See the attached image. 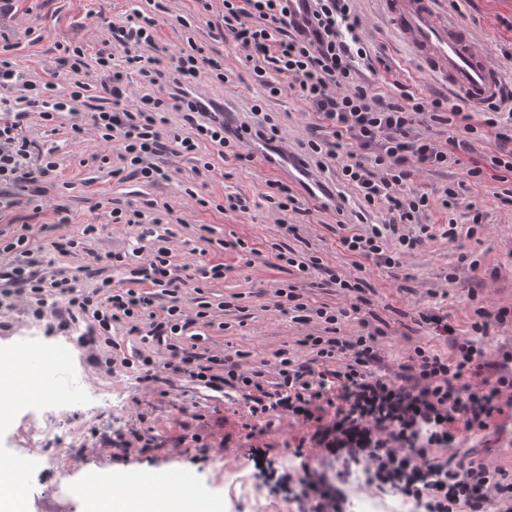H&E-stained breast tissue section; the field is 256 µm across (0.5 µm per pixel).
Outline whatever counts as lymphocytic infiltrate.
<instances>
[{
    "instance_id": "obj_1",
    "label": "lymphocytic infiltrate",
    "mask_w": 512,
    "mask_h": 512,
    "mask_svg": "<svg viewBox=\"0 0 512 512\" xmlns=\"http://www.w3.org/2000/svg\"><path fill=\"white\" fill-rule=\"evenodd\" d=\"M222 3L224 34L244 50L255 81L272 96L291 90L330 131V139L308 140V154L341 158L342 177L355 190L360 210L389 206L388 223L342 235L341 247L377 264L393 265L399 254L425 240H455L457 224L423 223L430 207L427 195L406 196L402 190L414 166L432 169L455 163L462 145L459 133L475 130L464 123L460 106L407 90L383 95L362 81L361 69L368 65L370 51L360 35L354 0ZM132 17L129 23L108 22L109 38L94 62L86 61L82 48H64L57 68L38 83L23 79L6 50H0V185L19 187L35 199L45 196L53 184L57 163L52 150L38 148L25 133L34 112L46 122L68 112L74 135L90 126L104 143H118V162L112 168L118 179L128 172L150 183L165 179V172L151 161L164 147L175 154H193L207 143L220 158L252 161V154L239 150L240 131L218 118V105L194 93L202 80L227 81L223 63L196 45L180 50L167 66L135 53V46L153 44L157 31L154 18L143 11L134 10ZM116 49L124 53L119 68L112 63ZM93 68L108 99L93 111L81 112L77 105L86 98V78ZM134 72L153 90L132 102L127 85ZM15 87L20 88V96L6 102L2 91ZM507 106L504 99L488 105L483 124L502 152L488 165L469 169L470 177H482L490 169L499 182H512V125L501 120ZM171 111L183 113L191 124L189 134L169 131ZM421 115L453 128V135L440 141L415 132ZM111 214L113 223L130 227L137 241H153L152 259L146 266L132 267L128 253L110 255L117 268L128 269L130 287L105 279L84 291L64 270L40 273L34 227L23 224L10 237L0 238V297L27 295L41 307L51 301L64 303L71 320L88 321L78 343L101 372L115 369L112 328L118 325L165 353L159 360L155 354L137 352L141 381H158L164 373L215 392L227 388L242 392L250 417L243 426L244 437L252 454L260 453L258 439L276 415H288L309 427L308 437L294 447L292 471L279 474L262 465L257 472L263 483L285 491L294 475H301L309 489L300 501L301 512H346L349 506L340 489L314 478L308 462L312 448L321 457L346 463L348 473L358 474L365 486L406 499L412 512H485L492 501L499 504V512H512V473L461 451L445 459L432 454L433 449L457 442L459 436L488 431L496 417L512 409V353H502L497 376L489 379L482 375L486 353L477 342L488 335L492 324L511 316V309L493 312L475 307L466 335L456 332L447 314L419 311L418 322L448 337L453 353L445 356L415 346L405 366L407 381L398 384L374 370L381 361L377 342L386 336L389 324L372 312L365 280L332 270L331 283L353 294L350 306L315 307L291 287L275 292L276 308L292 311L295 322L322 319L323 334H309L300 341L315 352L321 370L295 363L284 349L275 352L272 372L259 367L246 370L223 352L185 341L193 326L211 317L212 305L198 301L195 314H187L183 293L201 280L223 278V264L193 269L178 263L166 245V235L157 231L159 219H146L141 210L125 207L113 208ZM143 283L150 284V291H140ZM160 296L165 299L161 305L156 302ZM353 313L361 317L362 332L342 335L341 323Z\"/></svg>"
}]
</instances>
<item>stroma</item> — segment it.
<instances>
[{"mask_svg":"<svg viewBox=\"0 0 512 512\" xmlns=\"http://www.w3.org/2000/svg\"><path fill=\"white\" fill-rule=\"evenodd\" d=\"M138 6V0H0V9L10 12L1 33L12 46L10 56L17 69L25 78L37 81L55 67L62 47L76 45L89 56L103 48L106 31L98 25V16L122 20ZM166 6V13L158 18L153 55L168 57L185 46L187 38H194L208 55L223 60L229 75L228 83L222 85L201 82L197 92L223 105L234 123L259 120L278 127L289 158L275 165L259 155L250 162L213 159L214 172L199 175L195 172L199 159L213 158L210 147H202L196 155L164 151L154 161L169 172V180L152 184L129 176L119 181L111 175V164L103 162L105 148L95 133L76 140L70 133L68 114H61L51 127L34 115L26 134L53 150L58 164L53 203L39 210L24 203L0 213V231L12 230L23 222L51 223L56 203L68 208L75 224L97 225L98 232L87 247L88 253L102 255V262L89 263L88 254L55 262L56 268L75 277L77 287L88 289L107 277L120 281L121 272L105 257L130 252L134 245L126 228L113 223V207L129 204L144 210L149 219L167 214L173 234L170 246L177 258L190 259L192 249L205 247L210 260L227 267L223 279L204 286L212 300L230 302L231 307L217 312L216 326L202 329V345L228 355L247 351L256 361L272 359L276 350L285 348L296 362L309 363L310 352L296 341L306 333H319L321 326L316 322L299 325L291 316L275 310V291L291 284L312 305H348L346 292L328 281L331 269L349 272L362 266L363 277L374 289L373 309L390 325L380 341L382 362L377 371L393 380L398 379L400 367L414 346H427L445 356L452 352L449 341L435 336L427 325L415 323L417 311L443 309L458 333L465 334L475 304L492 311L512 308V203L499 199L500 182L488 176L476 180L467 175L472 163L496 150L494 137L481 127L482 112L470 113L476 131L467 135L466 147L459 150V164L415 171L406 185L407 193L425 194L432 200L427 223L444 224L455 219L458 239L425 241L390 267L371 260L358 261L339 244L341 224L358 223L357 200L340 178V160L330 161L325 170H312L314 194L304 197L305 212L288 215L290 223L299 225L298 235L283 233L278 213L263 199L268 181L295 184L299 173L293 158L300 155L301 142L311 138L316 116L292 93L272 98L254 81L233 43L213 26L222 8L220 0H214L208 12L198 0H167ZM355 8L362 19V36L372 57L379 60L374 71L363 72L365 82L379 93L394 92L396 85L403 84L418 96H447V89L423 74L393 39L378 14L376 0H356ZM457 13L478 39L493 45V61L512 88V0H461ZM256 105L261 108L257 114L252 111ZM451 185L460 186L462 199L450 214L439 208L437 200L443 188ZM339 193L347 197L340 214L327 206L330 196ZM229 195L246 198V209L217 211V204ZM200 197L209 200V207L197 205ZM477 212L482 215L478 224L472 221ZM238 238L253 247L249 260H242L231 249V241ZM280 247L320 257L323 267L311 275H299L277 261ZM55 323L50 316L34 318L23 302L12 308L0 305V351L13 349L18 336L33 330L42 338L41 349L66 354L53 376L31 367L29 386L19 396L5 398L11 418L0 425V460L18 462L27 486L34 488V495L27 499L28 512H82L80 490L108 492L113 478L119 477L124 481L125 494L134 495L144 475L162 480L173 469L185 474L183 489L205 499L210 512H253L252 500L224 479L225 473L231 472L254 480L255 461L247 448L205 451L194 443L179 441L189 428L217 439L237 434L247 419L241 397L210 391L185 379L147 384L140 381L134 366L117 368L111 375L97 372L88 364L86 351L74 341L84 330V323L65 331L56 329ZM90 383L102 387L101 401L94 410L77 409L72 397ZM51 406L58 413L56 438L66 439L70 430L76 429L84 445L76 460L62 470L45 469L34 453L41 441L34 421ZM141 424L151 427L156 447L131 449L123 462L88 454L91 443L129 433ZM306 433V428L288 419L273 420L260 440L268 461L278 467L287 465L290 448ZM464 447L475 459L512 470V416L500 417L497 427L465 442Z\"/></svg>","mask_w":512,"mask_h":512,"instance_id":"obj_1","label":"stroma"}]
</instances>
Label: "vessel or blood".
Segmentation results:
<instances>
[{
    "label": "vessel or blood",
    "instance_id": "1",
    "mask_svg": "<svg viewBox=\"0 0 512 512\" xmlns=\"http://www.w3.org/2000/svg\"><path fill=\"white\" fill-rule=\"evenodd\" d=\"M395 37L420 70L444 85L471 109L498 100L504 80L492 63L490 47L452 15L443 0H379Z\"/></svg>",
    "mask_w": 512,
    "mask_h": 512
}]
</instances>
